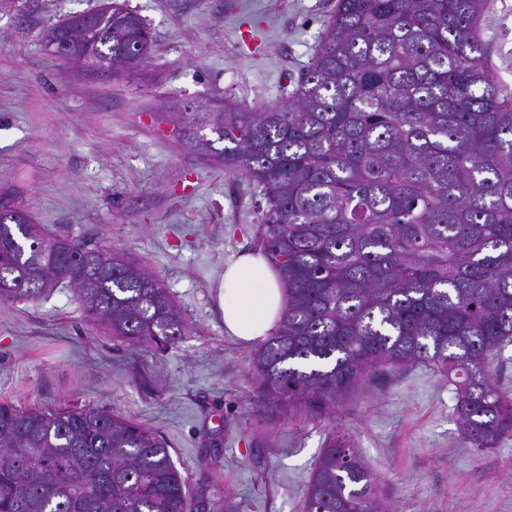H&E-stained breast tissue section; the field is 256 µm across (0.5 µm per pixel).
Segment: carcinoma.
<instances>
[{
	"instance_id": "1",
	"label": "carcinoma",
	"mask_w": 512,
	"mask_h": 512,
	"mask_svg": "<svg viewBox=\"0 0 512 512\" xmlns=\"http://www.w3.org/2000/svg\"><path fill=\"white\" fill-rule=\"evenodd\" d=\"M488 0H336L292 99L246 110L228 100L181 112L194 146L261 188L258 243L285 307L253 359L259 400L333 405L374 371L429 364L455 389L466 444L512 436V396L496 378L512 342V94L482 38ZM112 39L73 17L55 54L97 49L136 67L153 38L112 7ZM210 128L214 139L196 134ZM224 143L221 148L217 143ZM22 210L0 206V302L68 282L112 335L166 347L181 313L156 278L97 242L65 251ZM216 512L189 504L169 445L99 408L0 402V512ZM303 512H378L354 445L328 440Z\"/></svg>"
}]
</instances>
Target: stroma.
Here are the masks:
<instances>
[{
  "instance_id": "obj_1",
  "label": "stroma",
  "mask_w": 512,
  "mask_h": 512,
  "mask_svg": "<svg viewBox=\"0 0 512 512\" xmlns=\"http://www.w3.org/2000/svg\"><path fill=\"white\" fill-rule=\"evenodd\" d=\"M102 0H12L0 9V197L51 234L100 239L155 276L186 331L159 350L90 321L71 288L0 303V402L94 407L170 446L191 491L233 512H303L341 431L375 477L381 512H512V437L464 444L455 391L419 364L367 382L335 408L259 402L255 344L224 332L225 267L258 254L262 196L184 137L174 113L212 94L248 108L288 102L336 0H126L155 44L119 73L52 55L45 33ZM512 91V0L482 19Z\"/></svg>"
}]
</instances>
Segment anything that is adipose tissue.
<instances>
[{
	"label": "adipose tissue",
	"instance_id": "adipose-tissue-1",
	"mask_svg": "<svg viewBox=\"0 0 512 512\" xmlns=\"http://www.w3.org/2000/svg\"><path fill=\"white\" fill-rule=\"evenodd\" d=\"M283 294L277 273L263 257L240 255L224 270V329L244 342L272 333Z\"/></svg>",
	"mask_w": 512,
	"mask_h": 512
}]
</instances>
